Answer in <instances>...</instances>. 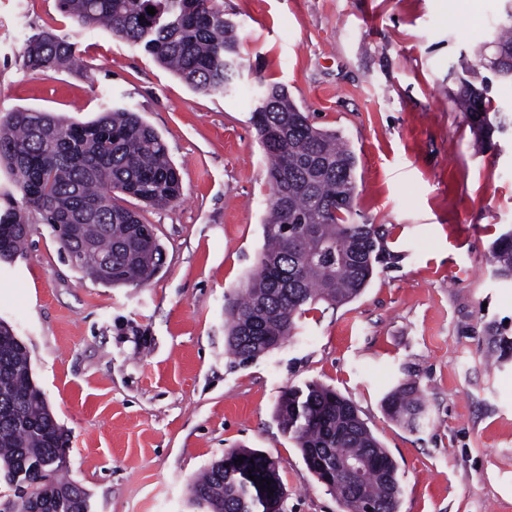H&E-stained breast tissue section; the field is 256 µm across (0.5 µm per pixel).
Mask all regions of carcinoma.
Here are the masks:
<instances>
[{"mask_svg":"<svg viewBox=\"0 0 512 512\" xmlns=\"http://www.w3.org/2000/svg\"><path fill=\"white\" fill-rule=\"evenodd\" d=\"M58 3L79 25H104L143 47L198 91L235 89L241 67L236 28L224 19L220 0ZM149 7L156 13L148 14ZM75 52V43L43 30L24 40L20 60L32 72L56 71L74 62ZM474 56L488 75L464 80L455 101L483 145L504 128L487 93L492 79L512 80L511 10L494 39L476 47ZM252 124L268 158L271 197L264 249L227 308L226 352L241 363L292 337L310 306L319 301L338 306L358 296L384 252L381 228L354 221L356 157L337 132L316 127L278 86L257 90ZM0 163L10 181L0 191V262L21 254L28 214L34 212L64 254L76 253L75 268L86 277L111 259L112 278L102 285H139L162 266L159 243L139 215L120 204V196L166 207L180 197V178L165 142L137 112L107 111L76 124L49 112L14 109L0 121ZM74 223L86 244L82 250L67 231ZM491 262L497 279L512 281V229L492 244ZM487 345L497 363L512 354V336L497 329L489 330ZM385 407L410 429L427 419L425 398L412 383H398ZM275 416L309 470L335 459L363 463L360 484L338 472L327 485L347 512H398L396 467L349 399L318 383L290 387ZM63 446L64 431L33 378L30 351L1 321L0 476L12 497L0 512H90L87 493L76 491L63 468L47 463ZM239 457L241 473L224 468V460ZM262 478L271 483L260 486ZM284 498L275 461L245 448L225 452L192 484V501L203 512H267L269 503L282 504Z\"/></svg>","mask_w":512,"mask_h":512,"instance_id":"carcinoma-1","label":"carcinoma"}]
</instances>
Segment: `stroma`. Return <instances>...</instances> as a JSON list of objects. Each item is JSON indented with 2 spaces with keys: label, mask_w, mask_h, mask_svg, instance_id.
Instances as JSON below:
<instances>
[{
  "label": "stroma",
  "mask_w": 512,
  "mask_h": 512,
  "mask_svg": "<svg viewBox=\"0 0 512 512\" xmlns=\"http://www.w3.org/2000/svg\"><path fill=\"white\" fill-rule=\"evenodd\" d=\"M507 6L223 0L242 70L220 95L105 27H78L58 0H0V117L84 123L130 108L180 173L173 205L128 202L164 251L148 283L83 277L35 214L24 253L0 263V319L31 351L91 512H190L193 480L232 448L276 461L285 512H345L275 417L283 391L310 382L349 398L393 459L399 512H512V361L487 366L479 345L488 327L512 334V284L490 265L512 228V127L476 150L453 102ZM48 29L75 43V63L23 69L21 35ZM264 83L351 144L357 220L382 228L390 257L358 298L313 305L295 337L240 363L225 351V309L263 247L268 161L251 114ZM403 381L427 401L416 431L383 406Z\"/></svg>",
  "instance_id": "obj_1"
}]
</instances>
